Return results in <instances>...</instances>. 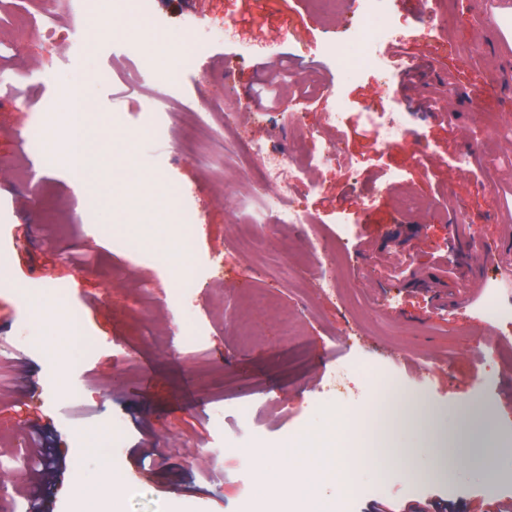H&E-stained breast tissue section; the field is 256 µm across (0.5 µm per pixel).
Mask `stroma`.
Instances as JSON below:
<instances>
[{"mask_svg":"<svg viewBox=\"0 0 512 512\" xmlns=\"http://www.w3.org/2000/svg\"><path fill=\"white\" fill-rule=\"evenodd\" d=\"M436 7L444 23L429 32L401 0L386 2V23L419 54L403 86L328 54L352 40L362 0H337L332 13L312 0H149V24L118 13L110 39L96 35L88 0H0V252L11 256L0 341L21 349L0 361L11 504L33 492L29 450L40 442L60 459L53 512L77 500L97 508L103 493L84 480L97 462L123 512H173L180 499L188 512H241L239 456L264 446L278 452L272 467H286L288 441L323 445L321 428L352 413L360 447L331 453L354 483L381 491L354 498L323 484L349 512H494L512 501V335L481 309L491 288L512 306L502 250L512 236V44L495 20L512 0ZM67 78L82 85L71 114L57 110ZM369 108L399 113L411 137L381 150L360 118ZM198 123L211 141L179 157L184 127ZM35 126L37 181L24 140ZM302 133L315 158L341 143L356 172L331 165L301 179L296 203L309 223L261 225L267 247L244 250L235 230L254 213L260 161L243 145L284 150ZM66 137L89 166L59 162L54 145ZM400 198L417 209L399 214ZM113 224L149 259L103 233ZM458 228L471 247H449ZM344 235L348 254L327 264L344 296L329 299L302 258ZM464 265L475 271L467 281ZM437 293L459 313L434 309ZM259 296L275 317L257 310ZM59 312L74 322L61 326ZM284 318L306 350L293 372ZM384 383L438 408L445 432L466 417L487 429L482 447L457 449L455 481L439 477L421 435L410 437L408 464L386 453ZM493 481L501 488L487 493Z\"/></svg>","mask_w":512,"mask_h":512,"instance_id":"stroma-1","label":"stroma"}]
</instances>
